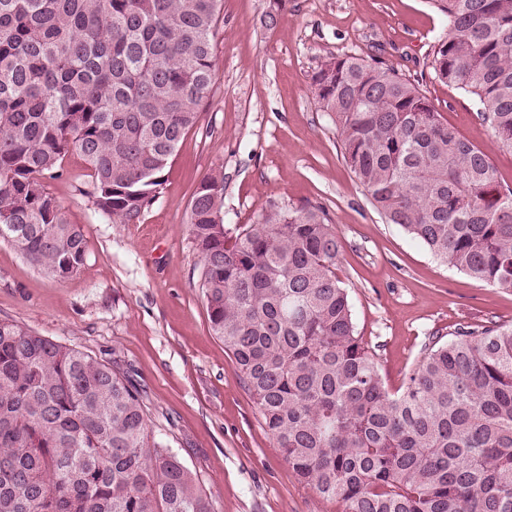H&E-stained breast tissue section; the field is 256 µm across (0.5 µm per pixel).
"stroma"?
Wrapping results in <instances>:
<instances>
[{
	"instance_id": "obj_1",
	"label": "stroma",
	"mask_w": 512,
	"mask_h": 512,
	"mask_svg": "<svg viewBox=\"0 0 512 512\" xmlns=\"http://www.w3.org/2000/svg\"><path fill=\"white\" fill-rule=\"evenodd\" d=\"M268 0H223L216 75L199 126L165 170L141 220L101 217L78 188L85 160L64 157L45 186L82 228L87 259L48 278L0 242V319L113 362L144 392L148 417L198 474L217 512H338L303 486L266 432L223 343L208 331L200 268L187 224L192 194L224 176V221L251 224L273 207L322 206L341 240L357 330L397 389L433 338L461 324L512 323V292L477 285L385 223L347 167L335 126L318 108L311 76L336 55L377 58L406 76L512 185L471 96L430 67L447 19L429 0H286L267 30Z\"/></svg>"
}]
</instances>
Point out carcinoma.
<instances>
[{
	"label": "carcinoma",
	"instance_id": "cac0c4a2",
	"mask_svg": "<svg viewBox=\"0 0 512 512\" xmlns=\"http://www.w3.org/2000/svg\"><path fill=\"white\" fill-rule=\"evenodd\" d=\"M221 0H0V241L48 275L85 266L44 185L77 153L82 194L134 224L215 78ZM284 0H269L278 25ZM435 78L474 96L512 152V0H431ZM319 109L372 206L480 286L512 292V186L388 65L331 57ZM224 175L188 224L209 331L298 481L338 512H512V324L461 325L390 391L336 274L321 208L224 223ZM0 512H216L112 365L0 319Z\"/></svg>",
	"mask_w": 512,
	"mask_h": 512
}]
</instances>
